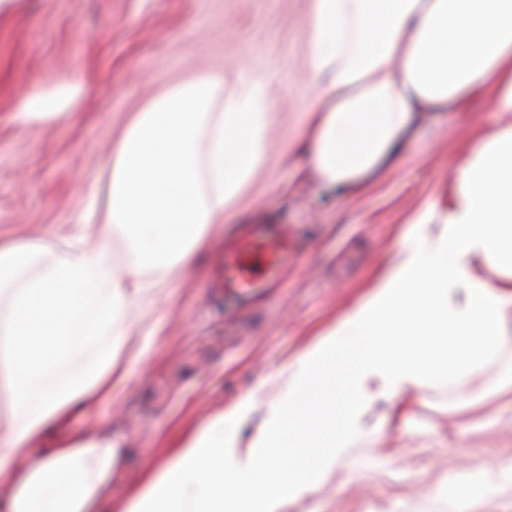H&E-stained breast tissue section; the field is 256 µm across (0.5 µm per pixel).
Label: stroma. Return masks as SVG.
I'll return each instance as SVG.
<instances>
[{
  "instance_id": "35a3bbf8",
  "label": "stroma",
  "mask_w": 512,
  "mask_h": 512,
  "mask_svg": "<svg viewBox=\"0 0 512 512\" xmlns=\"http://www.w3.org/2000/svg\"><path fill=\"white\" fill-rule=\"evenodd\" d=\"M309 0H23L0 19V240L45 238L65 249L73 225L101 223L111 151L133 112L168 85L209 74L268 85V151L214 233L224 245L249 224H284L293 256L251 300L212 287L215 266L169 275L152 341L112 400L74 417L70 431L117 441L123 462L102 512L122 502L190 433L275 375L337 322L389 267L403 231L432 199L447 201L452 168L477 138L507 125L487 98L464 111L420 113L402 153L361 192L320 184L298 144L314 108L303 20ZM79 80L65 119H16L19 97L46 81ZM361 442L281 512H448L449 473L512 459V402L437 388L379 404ZM359 474H352L353 465Z\"/></svg>"
}]
</instances>
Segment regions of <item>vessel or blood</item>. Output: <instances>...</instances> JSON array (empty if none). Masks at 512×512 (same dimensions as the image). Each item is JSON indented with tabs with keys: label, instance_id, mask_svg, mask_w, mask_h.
Masks as SVG:
<instances>
[{
	"label": "vessel or blood",
	"instance_id": "obj_1",
	"mask_svg": "<svg viewBox=\"0 0 512 512\" xmlns=\"http://www.w3.org/2000/svg\"><path fill=\"white\" fill-rule=\"evenodd\" d=\"M287 234L284 227H257L240 235L224 249L217 283L240 292L256 288L271 267L287 258Z\"/></svg>",
	"mask_w": 512,
	"mask_h": 512
}]
</instances>
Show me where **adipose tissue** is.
<instances>
[{
    "label": "adipose tissue",
    "mask_w": 512,
    "mask_h": 512,
    "mask_svg": "<svg viewBox=\"0 0 512 512\" xmlns=\"http://www.w3.org/2000/svg\"><path fill=\"white\" fill-rule=\"evenodd\" d=\"M308 64L316 106L303 152L315 178L357 189L386 164L418 113L491 92L512 114V0H311ZM76 83L23 96L20 121L60 118ZM266 83L213 76L168 86L133 113L113 149L109 206L95 244L76 227L67 250L0 242V512H97L120 450L69 431L112 399L128 372L130 311L153 296L143 275L191 266L211 229L265 155ZM448 203L430 200L407 225L389 270L279 373L263 431L240 446L256 397L238 402L151 468L121 512H281L327 477L337 452L379 428L381 402L426 387L475 390L488 370L512 391V126L482 136L454 170ZM131 255L115 264L111 236ZM463 303H455L456 292ZM294 416H286V409ZM336 422L319 463L273 460ZM512 486V462L448 476V512Z\"/></svg>",
    "instance_id": "obj_1"
}]
</instances>
